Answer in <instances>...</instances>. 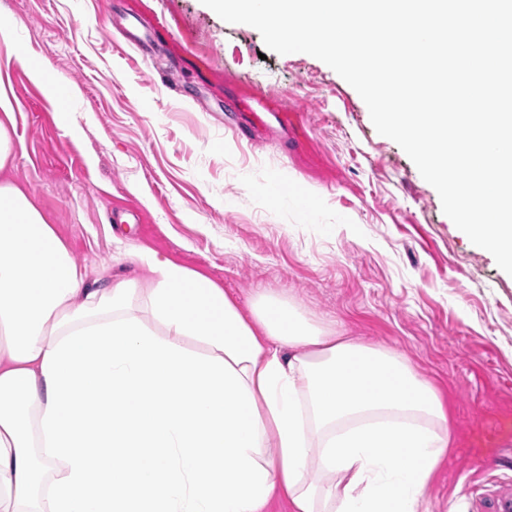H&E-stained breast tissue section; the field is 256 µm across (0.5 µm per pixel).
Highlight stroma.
I'll list each match as a JSON object with an SVG mask.
<instances>
[{
    "mask_svg": "<svg viewBox=\"0 0 512 512\" xmlns=\"http://www.w3.org/2000/svg\"><path fill=\"white\" fill-rule=\"evenodd\" d=\"M133 11L166 29L152 59L125 35ZM0 23L15 101L4 177L89 286L125 273L151 287L129 258L148 250L242 311L273 297L404 356L447 399L454 439L420 512H498L512 487V275L351 85L201 0H0Z\"/></svg>",
    "mask_w": 512,
    "mask_h": 512,
    "instance_id": "1",
    "label": "stroma"
}]
</instances>
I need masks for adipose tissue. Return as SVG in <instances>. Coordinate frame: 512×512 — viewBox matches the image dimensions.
I'll use <instances>...</instances> for the list:
<instances>
[{"instance_id":"ef3b65f1","label":"adipose tissue","mask_w":512,"mask_h":512,"mask_svg":"<svg viewBox=\"0 0 512 512\" xmlns=\"http://www.w3.org/2000/svg\"><path fill=\"white\" fill-rule=\"evenodd\" d=\"M134 261L88 287L0 182V512H419L451 435L409 361Z\"/></svg>"}]
</instances>
